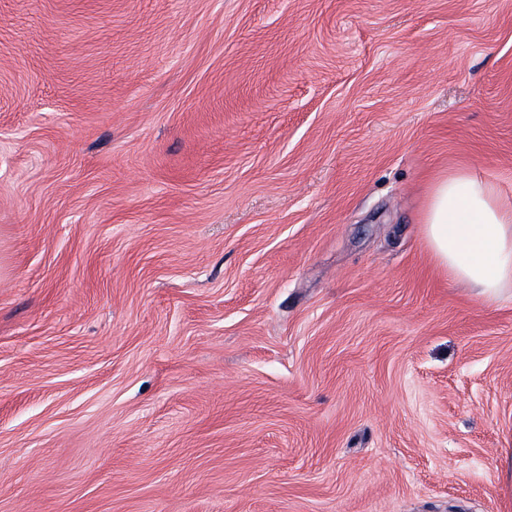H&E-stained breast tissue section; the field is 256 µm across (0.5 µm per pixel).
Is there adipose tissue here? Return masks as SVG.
<instances>
[{
    "label": "adipose tissue",
    "mask_w": 512,
    "mask_h": 512,
    "mask_svg": "<svg viewBox=\"0 0 512 512\" xmlns=\"http://www.w3.org/2000/svg\"><path fill=\"white\" fill-rule=\"evenodd\" d=\"M423 224L433 258L452 280L487 302L512 287V202L496 183L464 170L436 175Z\"/></svg>",
    "instance_id": "adipose-tissue-1"
}]
</instances>
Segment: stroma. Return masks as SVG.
I'll use <instances>...</instances> for the list:
<instances>
[{
    "label": "stroma",
    "instance_id": "1",
    "mask_svg": "<svg viewBox=\"0 0 512 512\" xmlns=\"http://www.w3.org/2000/svg\"><path fill=\"white\" fill-rule=\"evenodd\" d=\"M512 0H0V512H512ZM423 224L433 258L452 280L485 302L512 286V202L496 183L465 170L436 175Z\"/></svg>",
    "mask_w": 512,
    "mask_h": 512
}]
</instances>
